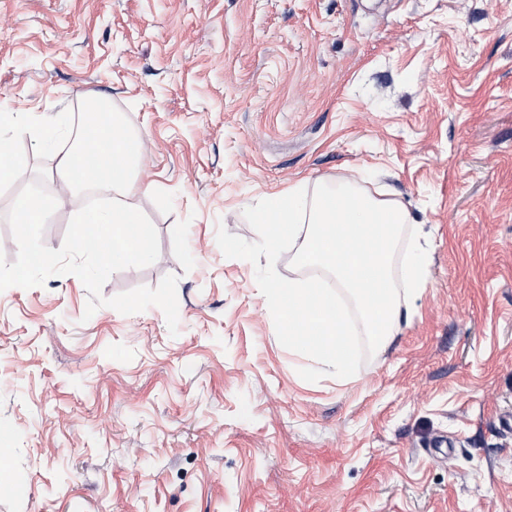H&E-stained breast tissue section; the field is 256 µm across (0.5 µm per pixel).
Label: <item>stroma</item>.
Segmentation results:
<instances>
[{
    "instance_id": "1",
    "label": "stroma",
    "mask_w": 512,
    "mask_h": 512,
    "mask_svg": "<svg viewBox=\"0 0 512 512\" xmlns=\"http://www.w3.org/2000/svg\"><path fill=\"white\" fill-rule=\"evenodd\" d=\"M102 98L142 141L125 201L160 254L102 294L178 278L162 310L85 317L72 274L0 292V429L22 491L0 512H512V0H0V100L45 168L59 249L82 197L58 176ZM304 184L400 203L425 286L348 379L311 383L252 263L216 233Z\"/></svg>"
}]
</instances>
